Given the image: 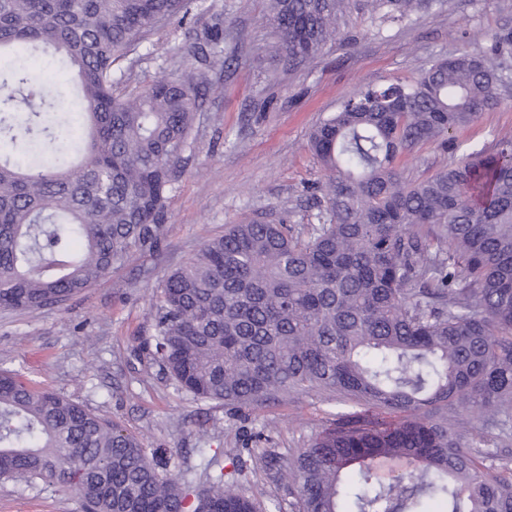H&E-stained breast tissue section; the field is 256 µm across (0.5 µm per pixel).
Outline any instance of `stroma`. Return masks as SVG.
<instances>
[{
	"label": "stroma",
	"instance_id": "stroma-1",
	"mask_svg": "<svg viewBox=\"0 0 512 512\" xmlns=\"http://www.w3.org/2000/svg\"><path fill=\"white\" fill-rule=\"evenodd\" d=\"M268 0H188L186 22H171L142 37L113 66L126 95L192 66V46L215 22L224 24L223 65L208 68L214 86L189 137L185 160L167 198L168 222L160 243L130 251L92 287L63 306L0 309V369L35 386L63 393L161 454L166 474L197 468L199 451H258L241 490L261 506L294 496L278 481L311 436L336 413L340 400L292 392L266 407L235 413L223 403L178 391L139 349L154 332L161 283L202 244L229 224L281 220L293 231L316 223V188L323 174L307 147L310 130L336 112L357 89L418 77L430 62L462 50H485L492 36L512 28V0H442L408 22L372 26L349 13L342 40L307 65L282 57L267 20ZM512 132V87L500 105L454 132L458 151L435 144L400 162L405 178L420 180L458 162L469 148L492 146ZM0 512H82L77 497L60 487L23 479L0 480Z\"/></svg>",
	"mask_w": 512,
	"mask_h": 512
}]
</instances>
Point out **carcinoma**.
<instances>
[{"instance_id":"carcinoma-1","label":"carcinoma","mask_w":512,"mask_h":512,"mask_svg":"<svg viewBox=\"0 0 512 512\" xmlns=\"http://www.w3.org/2000/svg\"><path fill=\"white\" fill-rule=\"evenodd\" d=\"M371 22L441 0H270L291 65L316 59L352 5ZM186 0H0V308L67 302L132 249L154 247L203 96L190 72L114 94L113 64ZM192 54L223 64L211 44ZM512 46L437 58L416 79L358 90L310 133L324 173L319 223L229 225L163 280L146 355L197 400L256 410L290 392L350 409L280 479L297 512H512L480 428L448 430V407L512 423V134L410 182L398 158L500 103ZM74 69L82 110L46 103L35 53ZM159 473L132 434L86 406L0 371V477L53 483L85 512H258L248 470Z\"/></svg>"}]
</instances>
